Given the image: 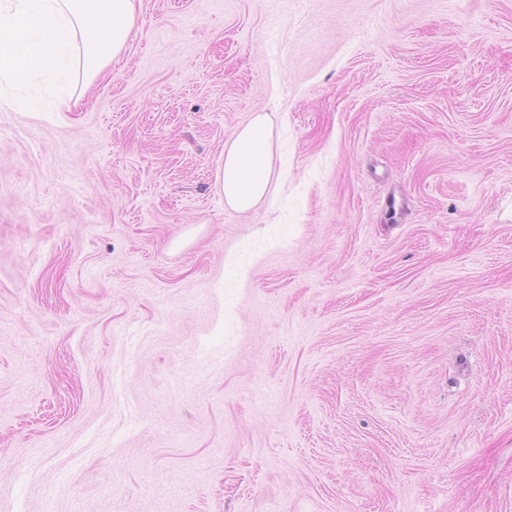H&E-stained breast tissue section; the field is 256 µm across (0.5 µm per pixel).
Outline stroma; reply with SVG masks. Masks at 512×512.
<instances>
[{
	"label": "stroma",
	"mask_w": 512,
	"mask_h": 512,
	"mask_svg": "<svg viewBox=\"0 0 512 512\" xmlns=\"http://www.w3.org/2000/svg\"><path fill=\"white\" fill-rule=\"evenodd\" d=\"M137 13L0 103V512H512V0ZM272 152L273 124L265 113H257L225 143L217 182L235 211H251L275 192Z\"/></svg>",
	"instance_id": "obj_1"
}]
</instances>
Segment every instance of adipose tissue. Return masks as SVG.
Listing matches in <instances>:
<instances>
[{"mask_svg":"<svg viewBox=\"0 0 512 512\" xmlns=\"http://www.w3.org/2000/svg\"><path fill=\"white\" fill-rule=\"evenodd\" d=\"M272 152L273 124L264 113L256 114L225 143L217 182L235 211H251L275 192Z\"/></svg>","mask_w":512,"mask_h":512,"instance_id":"obj_1","label":"adipose tissue"}]
</instances>
